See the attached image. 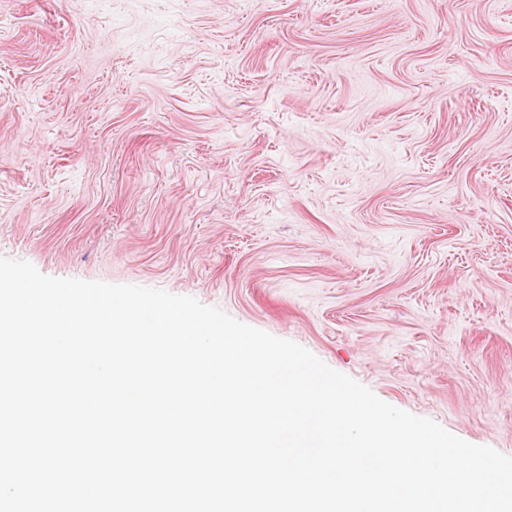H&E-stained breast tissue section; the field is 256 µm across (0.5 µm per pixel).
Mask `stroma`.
<instances>
[{
    "instance_id": "1",
    "label": "stroma",
    "mask_w": 512,
    "mask_h": 512,
    "mask_svg": "<svg viewBox=\"0 0 512 512\" xmlns=\"http://www.w3.org/2000/svg\"><path fill=\"white\" fill-rule=\"evenodd\" d=\"M0 257L512 456V0H0Z\"/></svg>"
}]
</instances>
